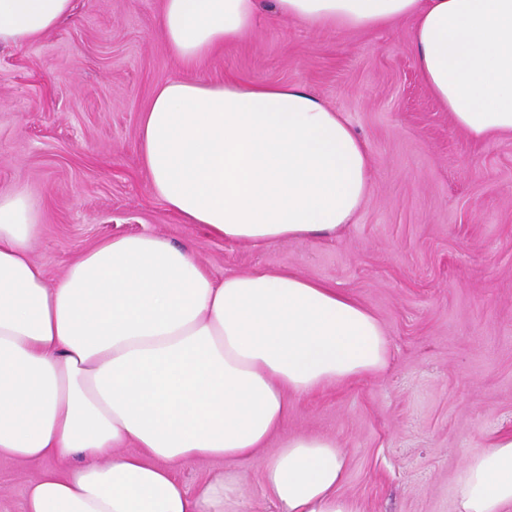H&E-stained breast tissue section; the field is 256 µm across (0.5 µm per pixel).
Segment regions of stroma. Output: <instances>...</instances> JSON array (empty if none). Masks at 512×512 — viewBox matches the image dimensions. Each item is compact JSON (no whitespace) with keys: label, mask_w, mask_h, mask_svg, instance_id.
I'll return each mask as SVG.
<instances>
[{"label":"stroma","mask_w":512,"mask_h":512,"mask_svg":"<svg viewBox=\"0 0 512 512\" xmlns=\"http://www.w3.org/2000/svg\"><path fill=\"white\" fill-rule=\"evenodd\" d=\"M164 0H75L23 47H0V191L36 202L49 284L100 240L152 233L217 279L256 268L326 282L382 325L378 372L296 397L282 436L334 438L361 512H458L466 459L512 434V136L472 140L419 77L411 23L313 28L275 17L184 67L158 31ZM297 84L343 113L374 160L338 235L254 248L185 224L151 192L139 127L172 79ZM265 460L237 467L244 512H278ZM31 471L0 461V512Z\"/></svg>","instance_id":"stroma-1"}]
</instances>
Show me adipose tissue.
Segmentation results:
<instances>
[{
  "label": "adipose tissue",
  "instance_id": "1",
  "mask_svg": "<svg viewBox=\"0 0 512 512\" xmlns=\"http://www.w3.org/2000/svg\"><path fill=\"white\" fill-rule=\"evenodd\" d=\"M73 0H0V46L56 28ZM311 27L413 21L418 73L453 122L512 134V0H165L159 31L191 67L253 33L262 12ZM140 161L184 223L261 246L335 234L373 158L342 113L296 84L174 79L143 114ZM23 192L0 194V459L36 468L24 512H239L234 465L262 472L279 512H360L339 494L333 439L281 436L290 405L381 370L375 316L290 270L210 276L193 251L142 233L105 239L47 282ZM229 463L188 492L179 465ZM459 512L512 507V436L467 458Z\"/></svg>",
  "mask_w": 512,
  "mask_h": 512
}]
</instances>
